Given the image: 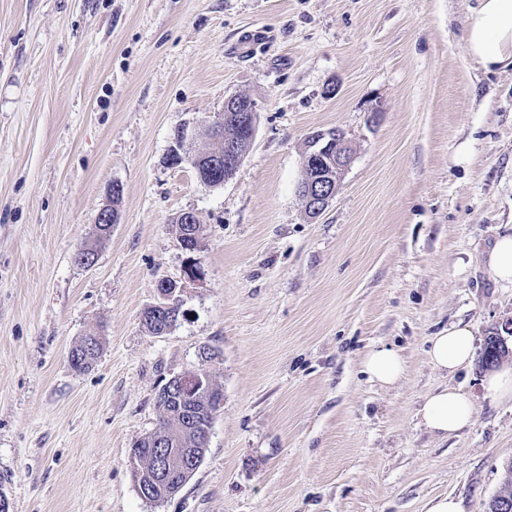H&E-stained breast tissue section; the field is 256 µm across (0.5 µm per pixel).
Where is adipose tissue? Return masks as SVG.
Here are the masks:
<instances>
[{
    "instance_id": "ef3b65f1",
    "label": "adipose tissue",
    "mask_w": 512,
    "mask_h": 512,
    "mask_svg": "<svg viewBox=\"0 0 512 512\" xmlns=\"http://www.w3.org/2000/svg\"><path fill=\"white\" fill-rule=\"evenodd\" d=\"M464 41L470 58L482 70L512 65V0H480L467 19ZM474 353L473 332L459 324L433 336L428 351L432 365L449 374L469 365ZM363 370L370 381L391 385L403 376L404 362L398 351L383 346L365 356ZM418 415L427 430L447 436L470 424L473 408L463 394L447 387L431 394Z\"/></svg>"
}]
</instances>
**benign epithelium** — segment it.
Returning <instances> with one entry per match:
<instances>
[{"instance_id":"obj_1","label":"benign epithelium","mask_w":512,"mask_h":512,"mask_svg":"<svg viewBox=\"0 0 512 512\" xmlns=\"http://www.w3.org/2000/svg\"><path fill=\"white\" fill-rule=\"evenodd\" d=\"M256 103L249 97L234 95L224 101V112L218 114L211 125L215 138L207 151V156L196 157L193 167L198 178L211 186H219L232 176L244 156L242 143L253 141L256 129ZM352 148L345 134L339 130L316 131L307 137L303 155V167L312 173L305 183L298 186V194L304 203L306 216L313 220L319 217L335 198L342 177L350 165ZM178 286L161 290L163 301L150 307L147 314L159 320L160 333L169 331L176 322V313L172 312V303ZM190 396L204 406V410L213 414L221 402V392L212 383L208 370L200 368L172 377L166 384L160 397ZM196 462L193 454L182 448L162 459L155 478L150 485L137 483L140 495L153 497V488L160 487L161 480L180 469Z\"/></svg>"}]
</instances>
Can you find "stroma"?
Here are the masks:
<instances>
[{
  "mask_svg": "<svg viewBox=\"0 0 512 512\" xmlns=\"http://www.w3.org/2000/svg\"><path fill=\"white\" fill-rule=\"evenodd\" d=\"M477 5L0 0L10 512H426L445 495L484 512L512 462V400L484 389L478 363L448 377L427 354L450 324L482 342L512 318V285L485 265L512 225V66L469 59ZM235 94L255 101L256 134L213 187L191 159ZM330 128L354 156L311 221L302 153ZM183 212L203 227L191 252ZM164 281L182 288L180 314L154 335L143 313ZM90 334L99 359L75 372ZM381 345L404 360L392 386L362 372ZM201 367L223 394L208 449L178 494L145 500L131 448L158 428L166 381ZM447 384L474 419L439 437L417 410ZM100 346L96 336H85L70 352L69 361L72 369L79 373L90 370L99 357Z\"/></svg>",
  "mask_w": 512,
  "mask_h": 512,
  "instance_id": "35a3bbf8",
  "label": "stroma"
}]
</instances>
